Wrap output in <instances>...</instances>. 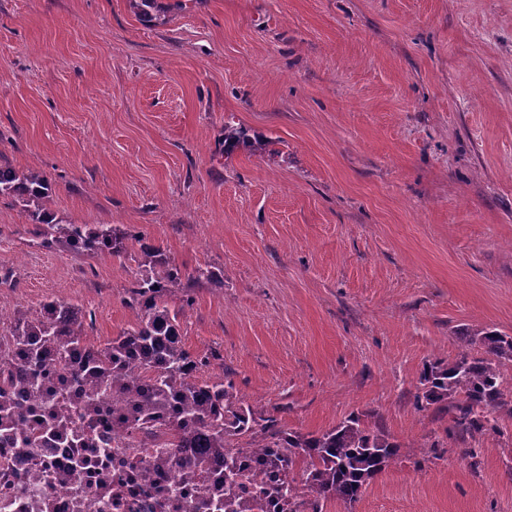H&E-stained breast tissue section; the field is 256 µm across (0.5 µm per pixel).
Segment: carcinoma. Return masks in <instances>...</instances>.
<instances>
[{"instance_id": "obj_1", "label": "carcinoma", "mask_w": 512, "mask_h": 512, "mask_svg": "<svg viewBox=\"0 0 512 512\" xmlns=\"http://www.w3.org/2000/svg\"><path fill=\"white\" fill-rule=\"evenodd\" d=\"M249 130L224 127V155L251 146ZM0 197H11L33 224L45 248L62 247L89 258L130 257L141 277L123 299L134 325L103 346L86 343L92 314L63 298L33 314L15 308L0 323V428H11L19 448H36L42 429L28 426L38 409L64 434L75 429L56 380L83 386L78 416L90 418L113 403L112 430L122 438L150 434L164 448H191L180 475L208 485L189 512H323L330 501L356 503L399 455L400 444L350 416L320 433L287 432L276 420L244 403L226 378L199 372L219 358L182 343L181 317L192 298L183 274L161 248L140 234L111 224H73L54 218L52 185L36 169L0 167ZM487 357L460 352L437 359L421 374L415 406L448 413V439L473 438L495 429V416H512V392L490 360H512V336L496 331L463 335ZM222 472L212 479L214 466Z\"/></svg>"}]
</instances>
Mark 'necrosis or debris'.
<instances>
[{"label": "necrosis or debris", "instance_id": "4bbe7bcc", "mask_svg": "<svg viewBox=\"0 0 512 512\" xmlns=\"http://www.w3.org/2000/svg\"><path fill=\"white\" fill-rule=\"evenodd\" d=\"M191 484L175 461L158 462L155 447L113 438L107 451L49 442L27 455L0 440V512H188Z\"/></svg>", "mask_w": 512, "mask_h": 512}]
</instances>
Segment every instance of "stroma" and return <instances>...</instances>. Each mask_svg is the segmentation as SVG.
Segmentation results:
<instances>
[{
  "mask_svg": "<svg viewBox=\"0 0 512 512\" xmlns=\"http://www.w3.org/2000/svg\"><path fill=\"white\" fill-rule=\"evenodd\" d=\"M157 3L0 0V166L167 252L185 347L220 354L201 378L287 431L354 415L399 443L324 512H512V417L452 444L414 405L463 333L512 336V0ZM228 126L254 147L225 156ZM5 273L0 311L66 299L96 346L134 323L136 262L44 248L2 197Z\"/></svg>",
  "mask_w": 512,
  "mask_h": 512,
  "instance_id": "stroma-1",
  "label": "stroma"
}]
</instances>
